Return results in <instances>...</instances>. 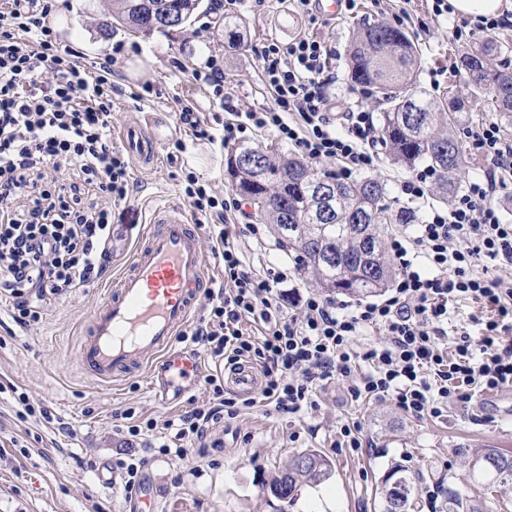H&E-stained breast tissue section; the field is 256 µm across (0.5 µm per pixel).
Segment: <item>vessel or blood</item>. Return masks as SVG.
<instances>
[{"mask_svg": "<svg viewBox=\"0 0 512 512\" xmlns=\"http://www.w3.org/2000/svg\"><path fill=\"white\" fill-rule=\"evenodd\" d=\"M147 129H130L124 145L137 159L155 155L177 129L149 115ZM212 271L197 225L169 206L154 209L116 284L88 314L89 328L78 351V368L109 382L148 372L159 400H166L170 371L199 373L196 350H177L176 343L211 289ZM224 383L240 393L255 394L259 372L249 364L226 367Z\"/></svg>", "mask_w": 512, "mask_h": 512, "instance_id": "1", "label": "vessel or blood"}]
</instances>
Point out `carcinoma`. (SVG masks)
I'll return each instance as SVG.
<instances>
[{"mask_svg":"<svg viewBox=\"0 0 512 512\" xmlns=\"http://www.w3.org/2000/svg\"><path fill=\"white\" fill-rule=\"evenodd\" d=\"M200 7L201 0H116L103 34L117 25L149 35L165 14L180 18L174 29H183ZM241 27L238 18L224 20V42L239 44ZM498 52L509 53L507 43L489 37L460 57L458 73L479 93L473 103L451 92L437 97L418 89L422 60L404 31L364 25L352 35L348 74L355 85L371 89L387 105L381 113V142L388 156L404 169L429 167L436 175L431 193L442 203L462 189L467 148L460 131L488 114L504 131L512 129V70L491 61ZM224 169L233 189L251 205L253 217L271 225L306 284L357 299L377 296L391 286L394 269L386 238L399 225L419 223V215L397 205L385 181L371 175L341 180L312 169L292 152L244 145L225 149ZM483 460L500 480H512V457L489 448ZM332 472L330 459L305 449L273 477L269 490L286 499L302 486L319 485ZM413 493L409 476L389 472L381 490L384 512H409Z\"/></svg>","mask_w":512,"mask_h":512,"instance_id":"carcinoma-1","label":"carcinoma"}]
</instances>
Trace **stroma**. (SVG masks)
Wrapping results in <instances>:
<instances>
[{
    "label": "stroma",
    "mask_w": 512,
    "mask_h": 512,
    "mask_svg": "<svg viewBox=\"0 0 512 512\" xmlns=\"http://www.w3.org/2000/svg\"><path fill=\"white\" fill-rule=\"evenodd\" d=\"M215 2L204 0L206 10L197 25L146 36L120 27L102 35L112 0H69L55 18L60 40L87 57L116 42L126 45L115 77L123 92L112 101L113 135L136 125L146 112L172 115L173 99L186 87L173 66L177 59L198 62L216 56L224 68L225 99L243 111L268 106L259 74L261 48L272 39L284 42L308 33L336 49L331 88L336 111L362 105L381 114L378 95L353 86L345 65L351 35L366 23L400 28L415 42L423 58L420 87L443 95L453 85L462 97L470 95L455 69L465 45L451 41L448 33L456 26L473 29L475 22L453 13L435 16L432 0H382L378 6L361 0L355 12L324 18L316 26L294 13L288 0H237L225 10L245 24L243 43L235 50L225 47L219 29L200 34V23L215 18ZM436 70L441 76L434 85L430 78ZM146 81L160 91L158 104L132 99V90ZM188 169L217 191L233 195L223 154L203 144L188 143L174 160L163 153L151 165L132 162L135 187L123 223L112 226L119 240L105 275L46 306L39 322L29 326L14 322L8 307L0 305V512H132L134 504L123 490L104 486L97 472L128 446L113 427V412L131 406L143 416L165 420L207 400L200 378L181 379V396L163 404L145 375L102 383L77 368L87 316L126 266L138 225L160 203L190 214L182 193ZM19 392L50 410L57 423L34 417L17 421ZM318 402L316 410L299 417L246 409L214 425L205 440L191 443L185 460L152 457L144 490L154 495L155 512H383L382 482L397 468L415 480L410 512H449L448 501L455 495L467 500L471 512H512V481L497 482L478 462L487 448L512 456V392L493 405L476 398L467 404L449 402L439 418L406 414L388 399L353 401L339 379L320 391ZM347 422L360 425L362 452L337 449L340 427ZM307 448L332 460L330 479L301 488L288 500L272 495V477ZM88 459L94 468L85 467Z\"/></svg>",
    "instance_id": "35a3bbf8"
}]
</instances>
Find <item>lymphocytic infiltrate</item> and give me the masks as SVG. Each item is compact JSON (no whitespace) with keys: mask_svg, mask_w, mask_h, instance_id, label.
<instances>
[{"mask_svg":"<svg viewBox=\"0 0 512 512\" xmlns=\"http://www.w3.org/2000/svg\"><path fill=\"white\" fill-rule=\"evenodd\" d=\"M62 0H0V302L15 322L38 321L44 305L101 278L112 260V224L131 191L124 151L112 140V76L120 47L94 60L62 44L51 16ZM333 54L317 37L270 40L259 53L268 107L228 111L220 126L201 116L196 90L224 99V70L214 56L177 63L189 84L174 100L193 140L221 151L272 131L312 160L336 162L349 178L371 170L377 127L371 110L330 114ZM485 169L448 207L431 209L390 250L399 273L388 294L357 306L311 293L289 312L284 288L292 276L247 263L245 249L264 250L258 224L234 225L237 199L187 172L183 194L196 223L213 226L211 252L224 279L210 291L206 316L190 333L214 366L249 361L264 375L260 399L225 391L205 375L212 396L177 418L157 422L115 411L121 432L158 454L182 460L185 441L206 438L212 425L262 404L301 415L316 410L317 392L332 379L352 400L391 398L416 417H441L449 399L465 403L482 391L512 388V280L489 275L512 267V224L495 204L512 176V141L496 122L469 131ZM490 310L476 318L478 335L448 341L459 299ZM162 441H155L156 431Z\"/></svg>","mask_w":512,"mask_h":512,"instance_id":"f902f5d3","label":"lymphocytic infiltrate"}]
</instances>
